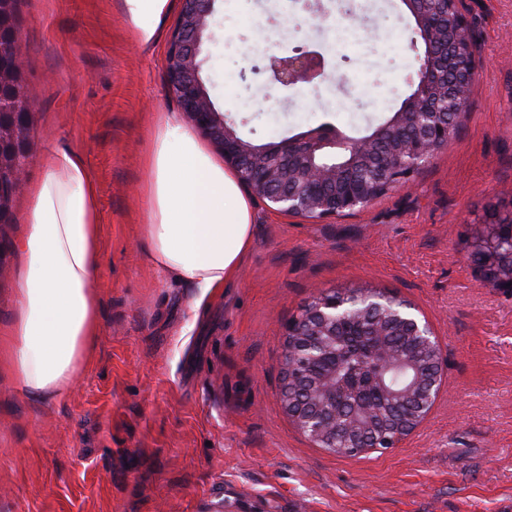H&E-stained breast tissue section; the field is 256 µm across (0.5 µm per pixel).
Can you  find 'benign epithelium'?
Returning <instances> with one entry per match:
<instances>
[{
	"label": "benign epithelium",
	"mask_w": 512,
	"mask_h": 512,
	"mask_svg": "<svg viewBox=\"0 0 512 512\" xmlns=\"http://www.w3.org/2000/svg\"><path fill=\"white\" fill-rule=\"evenodd\" d=\"M214 0H181L179 19L166 55L168 88L179 102L185 117L221 151L224 163L236 172L250 194L270 208L289 215L315 219L345 216L366 207L388 191L407 185L411 177L438 153L448 147L458 126L466 118L470 91L477 78L469 63L471 49L461 40L467 29L466 17L458 0H404L412 16L415 37L411 48L416 52L415 76L409 79V94L387 122L365 137L352 139L335 127L312 129L278 142L255 145L237 132L212 103L201 78V45L210 30ZM10 34L9 69L24 68V43L19 30L7 26ZM263 73L267 81L284 90L299 83L317 84L324 76V58L306 48L266 57ZM34 109L13 108L9 90L0 80V130L11 135L0 137V151L16 153L10 181L0 183V196H14L23 187L25 166L33 143L29 133ZM347 155L343 165L320 162L329 152ZM376 158L372 173L352 177V166L363 159ZM476 245L489 255L483 281L490 288L512 284V250H503L495 226ZM358 318L378 313L377 335L386 336L395 327L407 328L424 347L439 352V345L429 323L411 312V305L394 293H349L341 297L331 291L313 295L310 306L288 324L286 335L308 337L310 357L336 355V324L350 311ZM410 386L394 391L390 397L409 402V411L426 417L442 391L445 364L435 360L426 371L413 365ZM280 386L282 406L294 398L300 405L323 400L330 411L317 408L291 416L303 433L315 440H328L334 432L328 423L336 422V395L342 385L336 378L309 382L287 364ZM412 428L394 425L380 434H367L358 441L360 448H395Z\"/></svg>",
	"instance_id": "7a95c632"
}]
</instances>
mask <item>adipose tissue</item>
Here are the masks:
<instances>
[{
    "mask_svg": "<svg viewBox=\"0 0 512 512\" xmlns=\"http://www.w3.org/2000/svg\"><path fill=\"white\" fill-rule=\"evenodd\" d=\"M135 39H157L170 0H120ZM151 178L144 262L166 280L207 295L242 266L255 224L237 177L175 117L159 114L147 153ZM31 192L19 244L15 308L6 362L30 401L67 397L93 350L98 265L97 188L82 154L48 150Z\"/></svg>",
    "mask_w": 512,
    "mask_h": 512,
    "instance_id": "1",
    "label": "adipose tissue"
}]
</instances>
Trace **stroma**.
<instances>
[{"label": "stroma", "instance_id": "35a3bbf8", "mask_svg": "<svg viewBox=\"0 0 512 512\" xmlns=\"http://www.w3.org/2000/svg\"><path fill=\"white\" fill-rule=\"evenodd\" d=\"M478 78L468 118L409 186L330 220L253 200L255 235L234 283L203 301L159 279L146 246L143 156L158 113L179 114L165 74L177 24L135 40L119 0H19L34 106L25 188L0 224V352L8 342L30 191L46 148L85 158L98 189L93 356L66 399H24L0 362V512H512V290L469 253L488 208H512V0H461ZM345 0H216L205 88L241 137L280 141L329 122L352 138L395 112L415 67L402 0H365L362 49L315 14ZM274 52L316 46L319 88L253 74L260 28ZM390 292L431 325L443 392L397 448L338 457L285 414L284 334L315 290Z\"/></svg>", "mask_w": 512, "mask_h": 512}]
</instances>
